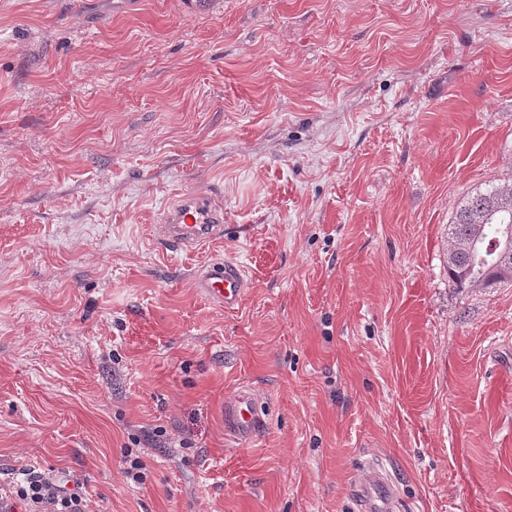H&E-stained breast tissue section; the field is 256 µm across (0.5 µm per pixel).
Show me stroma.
Instances as JSON below:
<instances>
[{
	"label": "stroma",
	"mask_w": 512,
	"mask_h": 512,
	"mask_svg": "<svg viewBox=\"0 0 512 512\" xmlns=\"http://www.w3.org/2000/svg\"><path fill=\"white\" fill-rule=\"evenodd\" d=\"M511 182L512 0H0V484L351 512L380 459L402 512H512V285L448 277ZM213 190L223 239L156 244ZM225 260L232 311L193 282ZM512 226V184L491 185L461 202L449 224L451 248L448 253V274L459 288H489L512 283V248L508 260L482 258L471 250L478 230L493 236L498 225ZM509 268L505 279L502 270ZM195 282L202 295L227 311L235 310L250 288L245 270L228 261L202 267ZM224 424L240 444H248L256 436L261 424L259 399L249 386H240L224 402Z\"/></svg>",
	"instance_id": "stroma-1"
}]
</instances>
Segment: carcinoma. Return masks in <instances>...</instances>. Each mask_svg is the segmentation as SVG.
<instances>
[{"label":"carcinoma","instance_id":"cac0c4a2","mask_svg":"<svg viewBox=\"0 0 512 512\" xmlns=\"http://www.w3.org/2000/svg\"><path fill=\"white\" fill-rule=\"evenodd\" d=\"M502 224L512 225V184L492 185L458 206L448 229V274L457 287L489 288L512 283V252L508 259L499 261L482 258L471 250L479 229L493 236Z\"/></svg>","mask_w":512,"mask_h":512}]
</instances>
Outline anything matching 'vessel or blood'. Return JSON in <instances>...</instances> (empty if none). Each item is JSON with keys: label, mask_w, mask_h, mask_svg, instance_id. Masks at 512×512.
I'll use <instances>...</instances> for the list:
<instances>
[{"label": "vessel or blood", "mask_w": 512, "mask_h": 512, "mask_svg": "<svg viewBox=\"0 0 512 512\" xmlns=\"http://www.w3.org/2000/svg\"><path fill=\"white\" fill-rule=\"evenodd\" d=\"M161 228L165 244L175 251L220 240L224 237V210L209 199L187 195L173 211L166 213ZM196 285L208 300L228 311L240 305L250 288L245 270L228 261L202 267ZM224 423L238 443L253 440L261 417L259 399L251 387H239L225 400ZM353 497L356 512H396L399 505L391 477L378 461L364 466L354 481Z\"/></svg>", "instance_id": "obj_1"}]
</instances>
